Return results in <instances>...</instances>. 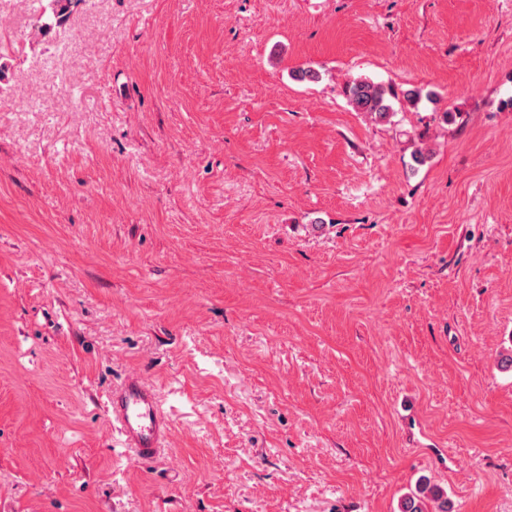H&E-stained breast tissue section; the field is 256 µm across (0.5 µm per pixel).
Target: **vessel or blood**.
<instances>
[{
	"instance_id": "b4317fda",
	"label": "vessel or blood",
	"mask_w": 512,
	"mask_h": 512,
	"mask_svg": "<svg viewBox=\"0 0 512 512\" xmlns=\"http://www.w3.org/2000/svg\"><path fill=\"white\" fill-rule=\"evenodd\" d=\"M107 412L122 446L131 451L134 461L149 462L159 456L171 423L160 408L152 384L141 375L129 376L113 389Z\"/></svg>"
}]
</instances>
